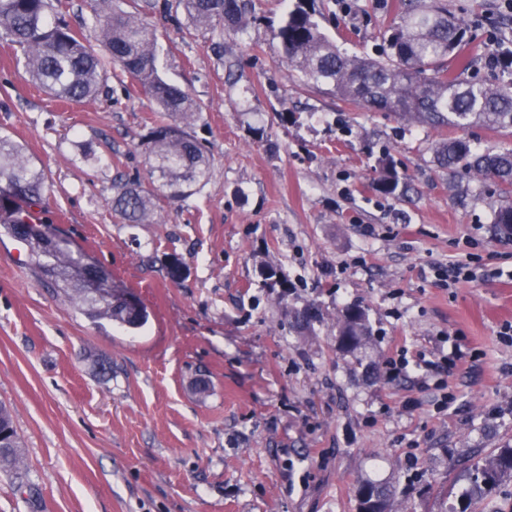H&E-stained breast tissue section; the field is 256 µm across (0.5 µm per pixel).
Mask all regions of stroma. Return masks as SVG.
Instances as JSON below:
<instances>
[{
    "instance_id": "obj_1",
    "label": "stroma",
    "mask_w": 512,
    "mask_h": 512,
    "mask_svg": "<svg viewBox=\"0 0 512 512\" xmlns=\"http://www.w3.org/2000/svg\"><path fill=\"white\" fill-rule=\"evenodd\" d=\"M295 2L252 0V20L221 31L154 15L162 72L200 102L191 131L212 164L150 224L121 223L111 199L117 179L147 177L152 101L113 73L108 98L59 101L0 39V136L46 176L33 223L147 313L136 330L90 320L0 232V403L26 483L0 474V512H357L366 481L390 482L398 512H448L446 491L512 442V236L493 223L506 200L435 165L431 142L454 129L348 103L283 64L273 32ZM397 2L315 7L341 49L378 56ZM447 3L473 30L469 74L512 85L487 63L512 41L505 0ZM458 134L512 146V132ZM384 159L406 192L376 190ZM472 254L476 279L447 286ZM263 264L287 294L265 287ZM308 305L320 319L297 327ZM354 306L371 336L349 350L336 317ZM444 335L465 357L441 410L430 365ZM402 347L427 363L388 380Z\"/></svg>"
}]
</instances>
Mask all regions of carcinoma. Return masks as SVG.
<instances>
[{"instance_id":"obj_1","label":"carcinoma","mask_w":512,"mask_h":512,"mask_svg":"<svg viewBox=\"0 0 512 512\" xmlns=\"http://www.w3.org/2000/svg\"><path fill=\"white\" fill-rule=\"evenodd\" d=\"M99 46L98 54L81 30L64 21L49 22L53 0H0V37L8 40L24 62L32 84L49 95L77 104L100 100L112 67L134 79L150 95L155 109L171 118L155 124L142 141L151 188L136 180L115 182L112 211L124 224L154 220L162 198L185 200L204 185L211 156L188 130L200 106L192 93L166 79L160 69L161 44L157 28L147 15L183 11L187 24L217 29L246 21L248 0H89ZM314 0H297L273 32L282 61L298 68L315 85H327L341 99L417 122L490 130L512 129V91L481 80L462 79L468 66L473 37L465 22L448 15L444 0H401L398 19L387 29L388 52L376 59L342 54L321 33ZM439 168L450 178L467 176L493 183L512 194V149L477 151L463 139L431 147ZM376 183L388 194L397 192L400 179L391 165ZM0 183H12L22 192V204H0V228L24 240L31 265L53 278L65 298L91 319H106L132 329L145 323L143 308L120 299L108 301L77 282L72 271L83 266L61 242L51 244L24 231L30 209L40 205L44 171L26 160L16 145L0 137ZM493 223L512 234V207L494 212ZM340 343L358 347L370 329L366 312L346 309L337 318ZM0 472L21 478L23 451L11 411L0 404ZM512 477V445L503 444L482 463L474 465L469 487L459 497L457 512H479L484 497L501 481ZM359 498L364 512H393L394 495L386 484L368 482Z\"/></svg>"}]
</instances>
